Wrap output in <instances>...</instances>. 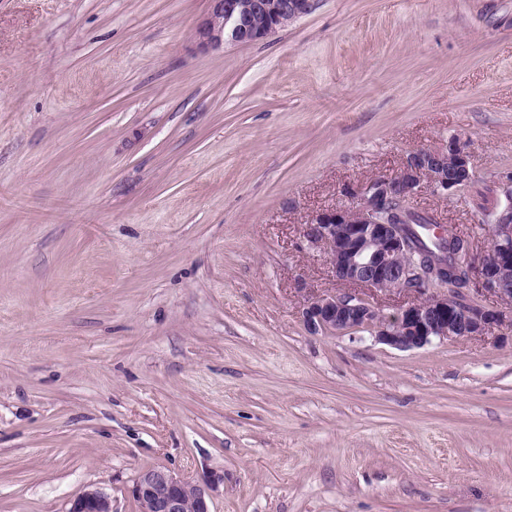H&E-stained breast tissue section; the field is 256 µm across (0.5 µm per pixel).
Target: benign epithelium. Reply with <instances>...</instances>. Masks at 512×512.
I'll use <instances>...</instances> for the list:
<instances>
[{"instance_id": "1", "label": "benign epithelium", "mask_w": 512, "mask_h": 512, "mask_svg": "<svg viewBox=\"0 0 512 512\" xmlns=\"http://www.w3.org/2000/svg\"><path fill=\"white\" fill-rule=\"evenodd\" d=\"M315 0H208L196 35L204 50L226 44L260 42L284 23L308 15ZM473 168L465 148L455 139L440 149L409 152L399 171L365 184L352 206L325 209L305 225L308 245L321 250L333 276L349 286L339 293L308 298L303 323L313 335L365 328L373 340L399 351L420 349L434 341L481 336L512 328V318L480 302L470 303L448 288L442 273L448 265L433 260L425 267L411 253L397 211L385 204L408 205L423 190L446 196L458 189L457 178ZM505 202L490 216V246L474 273L483 291L512 303V179L502 183ZM411 294L414 299L386 314L356 289ZM224 481L214 473L205 484L185 480L162 467L136 476L131 495L138 512H213L211 490ZM67 512H113L112 497L100 488L75 497Z\"/></svg>"}]
</instances>
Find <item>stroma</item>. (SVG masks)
<instances>
[{
	"label": "stroma",
	"mask_w": 512,
	"mask_h": 512,
	"mask_svg": "<svg viewBox=\"0 0 512 512\" xmlns=\"http://www.w3.org/2000/svg\"><path fill=\"white\" fill-rule=\"evenodd\" d=\"M207 0H0V512L139 471L224 475L213 512H512V329L402 352L312 335L343 285L301 246L419 148L512 174V0H316L204 52Z\"/></svg>",
	"instance_id": "1"
}]
</instances>
